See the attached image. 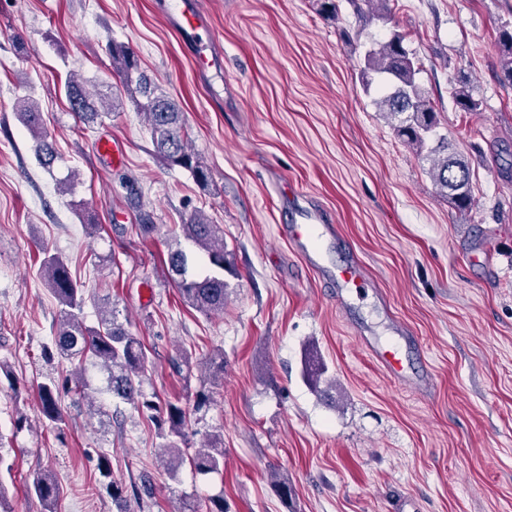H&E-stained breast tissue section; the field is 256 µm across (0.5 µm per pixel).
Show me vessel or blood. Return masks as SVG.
Listing matches in <instances>:
<instances>
[{"label":"vessel or blood","mask_w":512,"mask_h":512,"mask_svg":"<svg viewBox=\"0 0 512 512\" xmlns=\"http://www.w3.org/2000/svg\"><path fill=\"white\" fill-rule=\"evenodd\" d=\"M175 25L181 38L193 43L191 57L197 69L204 71L220 67L221 59L214 51L207 20L192 0H181ZM283 234L304 256L312 270L335 280L337 296L365 286L366 271L360 262L345 260L336 265L329 264L326 246L336 241V229L334 225L326 223L320 211L313 208L299 210L293 223L284 227ZM395 331L404 336V347L383 345L368 338L364 339L363 344L391 380L410 384L414 378L408 371L404 351L416 349L417 344L414 337L406 335L403 326H396Z\"/></svg>","instance_id":"1"}]
</instances>
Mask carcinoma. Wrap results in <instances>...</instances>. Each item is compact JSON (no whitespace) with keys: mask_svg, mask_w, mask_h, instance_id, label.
Wrapping results in <instances>:
<instances>
[{"mask_svg":"<svg viewBox=\"0 0 512 512\" xmlns=\"http://www.w3.org/2000/svg\"><path fill=\"white\" fill-rule=\"evenodd\" d=\"M357 15L359 25L348 37L359 53V80L365 92L372 88L381 91L375 104L384 117L394 123V130L417 158L428 162V173L435 186L448 197L456 209L465 211L473 204L470 164L464 157L449 151L448 137L437 133L438 121L425 91L416 75L420 71L419 59L406 46V34L394 28L385 41L365 39L368 26L393 23L391 0H346ZM497 42L501 54L502 80L512 85V30L499 31ZM112 68L120 75L121 85L131 94L145 98L144 116L151 128L160 159L170 167L188 170L196 183L205 185L210 171L203 166L189 145L188 130L177 105L163 95L155 93L151 82L140 72L138 58L127 46L111 43L108 46ZM70 108L83 120L108 115L114 105L91 91L82 77H70L66 89ZM454 103L463 112L480 108L466 81L452 91ZM20 116L34 140V150L40 162L51 167L57 152L50 134L44 130L40 113L30 106ZM182 236L202 250L208 259L209 270L198 274L192 270L187 253L177 247L169 253V266L175 287L182 301L206 316L224 314L228 297V283L224 272L232 266L224 251V232L209 222L201 212L189 216L179 225ZM40 263L44 283L57 299L61 320L54 336V351L69 359L77 358L81 365L62 379L43 383L38 388L39 418L52 425L65 423L60 410L64 394L80 398L89 390L84 362L92 360L107 374L106 391L118 402L131 405L148 415L155 424L159 448L167 457L166 470L177 478L184 463H189L203 474L224 471V436L208 432L197 442L188 439V416L179 405L163 401L143 389L147 355L141 340L118 321L116 311L100 315L99 324H85V285L77 280L66 258L41 248ZM213 402V389L201 385L195 393V411L207 410ZM100 476L110 488L116 512H131L121 483L112 479V470L106 456H101ZM34 494L53 512L52 505L58 487L52 472L45 471L33 484Z\"/></svg>","mask_w":512,"mask_h":512,"instance_id":"cac0c4a2","label":"carcinoma"}]
</instances>
